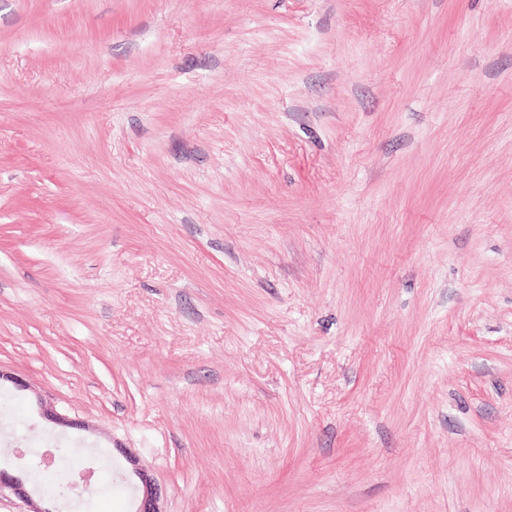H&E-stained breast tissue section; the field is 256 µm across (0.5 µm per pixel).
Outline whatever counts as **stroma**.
<instances>
[{"label": "stroma", "instance_id": "obj_1", "mask_svg": "<svg viewBox=\"0 0 512 512\" xmlns=\"http://www.w3.org/2000/svg\"><path fill=\"white\" fill-rule=\"evenodd\" d=\"M0 370L53 512H512V0H0ZM126 460L132 466V472L138 479V508L135 512H163L159 506L160 490L147 468L140 464L137 457L128 451H123Z\"/></svg>", "mask_w": 512, "mask_h": 512}]
</instances>
